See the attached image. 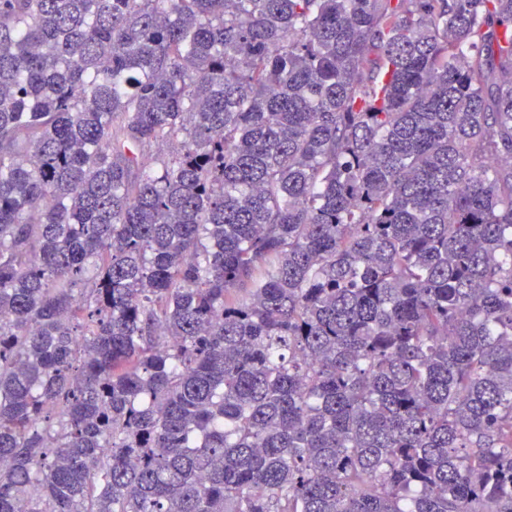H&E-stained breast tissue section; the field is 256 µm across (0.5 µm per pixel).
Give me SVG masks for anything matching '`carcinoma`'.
I'll return each mask as SVG.
<instances>
[{
    "label": "carcinoma",
    "instance_id": "obj_1",
    "mask_svg": "<svg viewBox=\"0 0 512 512\" xmlns=\"http://www.w3.org/2000/svg\"><path fill=\"white\" fill-rule=\"evenodd\" d=\"M504 157L512 0H0V512H512Z\"/></svg>",
    "mask_w": 512,
    "mask_h": 512
}]
</instances>
